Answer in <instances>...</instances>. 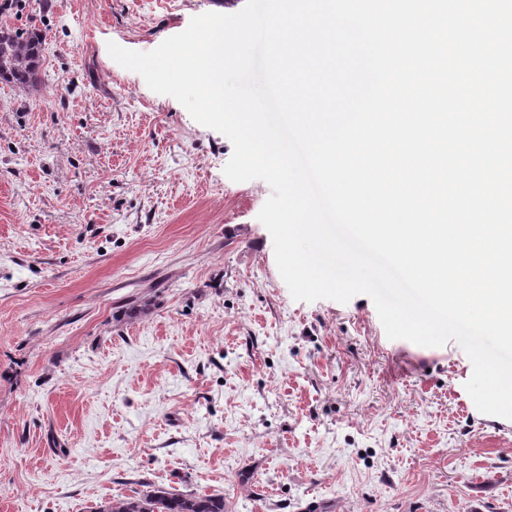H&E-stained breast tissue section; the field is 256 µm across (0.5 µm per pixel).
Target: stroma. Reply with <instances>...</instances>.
Returning <instances> with one entry per match:
<instances>
[{
	"mask_svg": "<svg viewBox=\"0 0 512 512\" xmlns=\"http://www.w3.org/2000/svg\"><path fill=\"white\" fill-rule=\"evenodd\" d=\"M246 0H24L37 89L0 82V512L160 486L228 512H512V420L456 342L294 300L233 146L118 64Z\"/></svg>",
	"mask_w": 512,
	"mask_h": 512,
	"instance_id": "35a3bbf8",
	"label": "stroma"
}]
</instances>
